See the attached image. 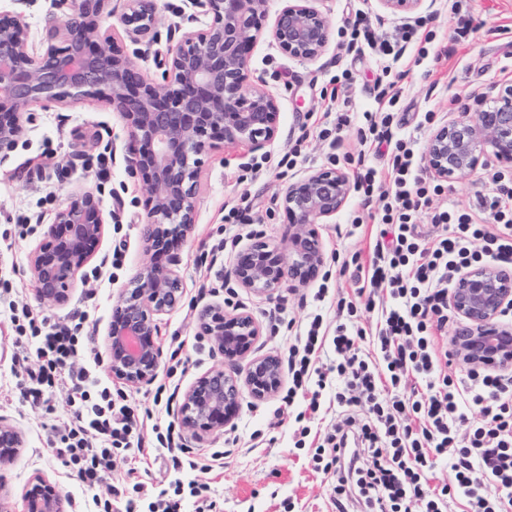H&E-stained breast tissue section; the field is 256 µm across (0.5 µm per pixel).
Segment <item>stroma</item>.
<instances>
[{
    "instance_id": "obj_1",
    "label": "stroma",
    "mask_w": 512,
    "mask_h": 512,
    "mask_svg": "<svg viewBox=\"0 0 512 512\" xmlns=\"http://www.w3.org/2000/svg\"><path fill=\"white\" fill-rule=\"evenodd\" d=\"M451 5L452 0H432L430 8L422 11L434 34L428 46L430 56L403 79L405 91L396 107L404 119L397 135L416 133L423 144L435 126L475 117L512 83V0H463L462 10L471 24L462 35L457 32ZM317 6L332 28L331 41L318 59L288 56L268 35L251 53L252 70L267 82L280 103L278 133L269 152L262 157H242L218 147L201 156L196 224L179 251L177 267L185 296L178 309L158 319L163 356L154 384L135 387L115 379L103 346L122 289L150 258L143 239L144 183L127 169L129 144L123 120L101 99L66 108L32 106L33 121L26 134L0 160V283L9 285L8 292L0 294V417L18 427L25 438L13 462L0 468V483L13 500H20L36 472L69 497V512H89L94 491L81 482L68 458L56 452L61 423L72 410L68 387L46 390L36 405L21 394L28 383V366L17 359L12 308L26 307L50 324L70 325L76 313L87 312L86 347L78 365L94 368L99 378L119 392L121 403L140 409L152 407L158 386L182 391L204 373L223 367V355L199 333L197 315L203 308L221 307L228 312L246 308L263 328L260 352L280 355L287 348V324L302 317L320 282L315 279L283 289L280 298L272 301L238 288L227 277L238 249L224 244V216L232 208L243 211L251 230L283 243L288 224L282 201L285 186L310 171L329 167L331 154L360 149L355 135H347L336 147L319 135L326 111L339 105L331 97L334 77L344 72L352 77L347 96L355 115L377 109L374 87L383 77L386 61L370 47L348 48L356 13L367 12L377 34L390 40L399 39L407 24L406 19L383 13L377 0H318ZM0 12L23 17L30 49L36 53L46 45L47 26L61 15L55 0H0ZM453 94L458 97L454 105L448 102ZM428 111L435 114L430 124L422 121ZM298 142L303 145L302 154L295 168H287L284 158ZM100 154L112 159L105 179L97 177L93 166ZM497 169L512 179L511 166L492 158L482 160L464 179L444 182L432 200V210L465 208L476 194L494 195L488 175ZM79 189L100 197L112 219L72 288L69 302L50 306L36 297L30 255L42 240V225L52 223L68 195ZM359 207L358 196H350L336 217L320 229L330 283L349 294L355 283L341 272L336 257L356 251L368 255L375 234L368 224L349 232V216ZM116 249L125 254L117 268L111 265ZM297 412V407H285L277 397L257 405L243 403L232 430L218 432L196 451L199 457H210L224 450L225 439L235 437L236 450L220 468L176 470L161 458L140 466L131 477L128 458H116L102 479L103 485L122 491L112 505L114 512H124L127 499L136 498L138 482L155 493L178 483L208 484L216 503L213 512H336L325 479L311 470L305 452L293 447L296 425L288 417Z\"/></svg>"
}]
</instances>
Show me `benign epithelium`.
<instances>
[{
    "mask_svg": "<svg viewBox=\"0 0 512 512\" xmlns=\"http://www.w3.org/2000/svg\"><path fill=\"white\" fill-rule=\"evenodd\" d=\"M110 0H57L58 25L48 33L40 54L28 50V31L20 18L0 19V160L7 157L32 122L28 108L70 107L102 98L125 120L130 143L128 169L142 176L147 212V248L169 254L167 263L151 261L124 289L112 312L105 353L112 375L130 385H150L158 376L162 349L157 319L179 307L185 291L174 266L173 249L183 244L195 224V197L200 180L199 155L224 143V149L267 153L276 139L280 106L266 82L250 67L253 48L264 38L267 0H190L191 20L199 26H175L176 41L160 59L162 82L145 79L128 56L113 48L118 29L139 46L158 40L157 0H129L120 27L104 26L112 16ZM315 0H282L270 35L288 55L305 60L320 56L331 38L328 17ZM386 14L407 19L426 0H377ZM63 34L64 45L53 44ZM492 156L512 164V84L491 110L472 120L444 124L430 136L426 163L439 179L459 180ZM353 190L349 176L335 168L316 170L288 185L283 202L288 212L287 247L281 249L262 233L236 256L229 277L261 298L272 300L288 286H303L326 264L320 226L336 216ZM107 216L91 191L71 194L30 256L36 296L50 305L70 299L78 274L92 260L103 237ZM457 327L450 354L462 366L512 371V269L493 262L469 267L456 277L448 295ZM200 333L224 355L226 368L208 371L183 393L176 419L184 440L201 446L233 424L245 398L265 402L284 381L281 360L257 353L262 327L237 308L216 318L205 308L198 315ZM246 358L245 367L238 361ZM25 447L23 433L0 418V467ZM67 498L41 473H34L22 494V512H67Z\"/></svg>",
    "mask_w": 512,
    "mask_h": 512,
    "instance_id": "7a95c632",
    "label": "benign epithelium"
}]
</instances>
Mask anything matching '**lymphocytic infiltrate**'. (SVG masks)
Instances as JSON below:
<instances>
[{"mask_svg":"<svg viewBox=\"0 0 512 512\" xmlns=\"http://www.w3.org/2000/svg\"><path fill=\"white\" fill-rule=\"evenodd\" d=\"M403 77L398 71L379 84L376 111L356 127L361 149L343 156L367 210L353 218L352 229L366 221L380 227L372 255L364 263L355 253L342 263L358 288L353 298H337L334 332L326 333L317 313L289 345L291 383L283 401L303 400L295 416L303 424L320 412L323 389L335 387L341 418L309 464L329 475L337 512H448L453 500L465 512H512V375L483 368L447 373L435 347L436 332L448 325V292L458 273L490 261L512 266V187L492 174L498 193L477 199L486 223H473L464 209L446 210L430 216L441 233L422 235L419 221L441 187L424 175L417 137L392 131ZM380 151L387 157L381 170L369 160ZM369 314L377 317L371 331L358 324ZM12 317L23 359L38 360L24 398L39 402L44 388L67 380L80 406L63 424V452L83 482L98 486L143 419L117 405L87 369H74L84 343L81 324L46 326L25 308ZM328 346L336 358L326 364L321 353ZM301 432L310 429L303 424ZM441 461L453 480L431 485Z\"/></svg>","mask_w":512,"mask_h":512,"instance_id":"obj_1","label":"lymphocytic infiltrate"}]
</instances>
